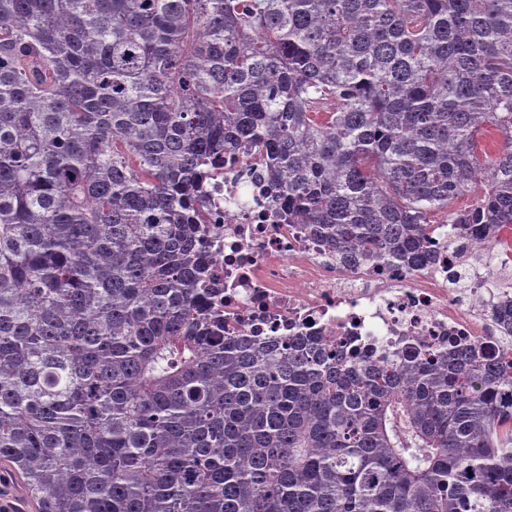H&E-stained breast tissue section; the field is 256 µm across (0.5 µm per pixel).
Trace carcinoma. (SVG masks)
<instances>
[{
	"label": "carcinoma",
	"instance_id": "obj_1",
	"mask_svg": "<svg viewBox=\"0 0 512 512\" xmlns=\"http://www.w3.org/2000/svg\"><path fill=\"white\" fill-rule=\"evenodd\" d=\"M245 146L340 264L437 212L492 253L512 0H0V465L36 512H512V360L224 334L194 195Z\"/></svg>",
	"mask_w": 512,
	"mask_h": 512
}]
</instances>
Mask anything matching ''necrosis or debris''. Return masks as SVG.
I'll use <instances>...</instances> for the list:
<instances>
[{"instance_id":"4bbe7bcc","label":"necrosis or debris","mask_w":512,"mask_h":512,"mask_svg":"<svg viewBox=\"0 0 512 512\" xmlns=\"http://www.w3.org/2000/svg\"><path fill=\"white\" fill-rule=\"evenodd\" d=\"M197 248L217 293L209 302L226 335L273 345L285 337L401 360L449 337L501 348L512 334V251L485 264L473 238L435 234L418 267L351 263L301 224L289 223L267 190L254 152L224 156L198 191Z\"/></svg>"}]
</instances>
